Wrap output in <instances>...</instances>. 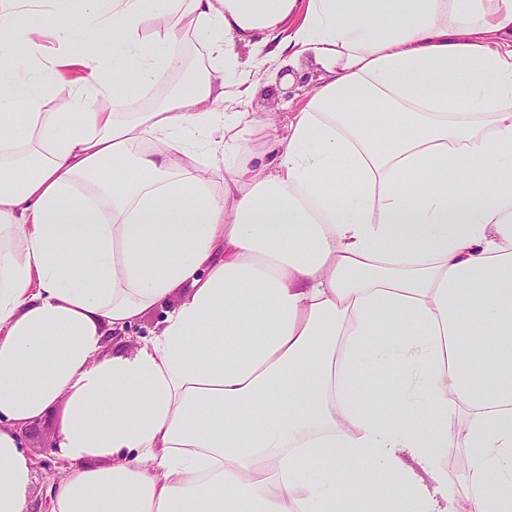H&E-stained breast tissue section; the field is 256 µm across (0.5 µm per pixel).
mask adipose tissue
Instances as JSON below:
<instances>
[{"instance_id": "adipose-tissue-1", "label": "adipose tissue", "mask_w": 512, "mask_h": 512, "mask_svg": "<svg viewBox=\"0 0 512 512\" xmlns=\"http://www.w3.org/2000/svg\"><path fill=\"white\" fill-rule=\"evenodd\" d=\"M81 2L55 41L119 54L25 72L37 0H0V512H31L22 431L56 405L52 512H512V0ZM190 33L207 64L130 111ZM248 40L323 69L266 161ZM186 290L179 289L176 291L172 297L169 299L168 303L163 307H159L153 311L147 312L136 324L131 326L132 328L128 331L127 328L125 332L113 331L112 329L107 330L108 336H129L132 341L130 344H135L136 342H143L156 335L162 326V321L165 318V314L168 310H172L175 306H177L184 299L186 295Z\"/></svg>"}]
</instances>
